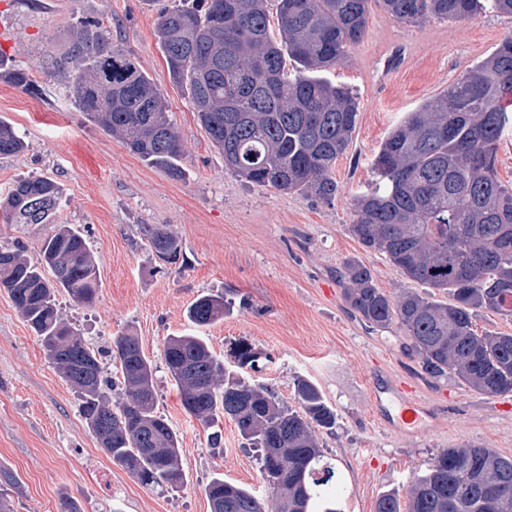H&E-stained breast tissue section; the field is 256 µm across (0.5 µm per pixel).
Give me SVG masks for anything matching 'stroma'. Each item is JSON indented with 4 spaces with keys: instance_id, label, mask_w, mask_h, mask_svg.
Segmentation results:
<instances>
[{
    "instance_id": "35a3bbf8",
    "label": "stroma",
    "mask_w": 512,
    "mask_h": 512,
    "mask_svg": "<svg viewBox=\"0 0 512 512\" xmlns=\"http://www.w3.org/2000/svg\"><path fill=\"white\" fill-rule=\"evenodd\" d=\"M167 0H0V49L32 66L39 94L0 79V119L24 139V152L0 158V195L29 175L63 188L55 224L83 232L100 275L93 306L66 292L64 319L92 350L118 336H138L156 368L157 409L180 439L186 482L169 493L140 485L99 448L70 385L49 359L5 291L0 290V463L21 479L15 512H61L78 500L82 512H210L205 494L216 476L268 498L256 451L244 448L235 423L223 440L182 407L162 358L168 337L192 332L186 312L200 294L221 293L235 306L202 328L214 355L235 371L239 343L270 355L245 377L271 386L298 408L295 382L314 383L336 413L316 436L346 488L344 512H375L378 498L407 497L415 474L436 452L466 443L512 457V394L489 396L460 380L437 379L397 325L373 326L348 306L340 272L354 260L390 296L424 293L380 252L352 234V198L369 189L372 160L405 113L438 98L466 70L512 36V17L491 13L423 25L393 21L371 0L367 28L344 62L324 76L350 87L359 115L350 145L336 162L338 192L324 202L260 188L227 169L186 92L169 80L155 27ZM112 27V40L157 81L186 149L182 177L151 166L77 112L66 93L65 52L78 19ZM55 224L0 221V249L21 244L38 261ZM166 225L181 239L183 262L152 254L143 225ZM411 382L431 407L419 428L396 429L378 410V390Z\"/></svg>"
}]
</instances>
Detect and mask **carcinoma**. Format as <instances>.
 <instances>
[{"label": "carcinoma", "instance_id": "cac0c4a2", "mask_svg": "<svg viewBox=\"0 0 512 512\" xmlns=\"http://www.w3.org/2000/svg\"><path fill=\"white\" fill-rule=\"evenodd\" d=\"M170 0L158 14L156 36L170 81L185 88L200 124L224 154V166L260 187L319 200L336 197L332 172L356 128L353 90L318 73L342 63L365 33L369 0ZM393 20L424 24L464 20L486 8L512 16V0H381ZM67 93L75 109L147 164L182 175L185 148L158 84L118 44L112 30L79 22L64 57ZM0 77L17 90L38 91L31 68L0 53ZM512 36L448 85L436 100L407 113L378 149L375 187L353 199L352 232L367 248L385 254L410 280L447 300L414 292L391 297L368 268L348 262L346 299L365 321L396 324L434 378L453 376L487 395L512 393V334L478 332L482 309L512 315V185L497 175V152L512 114ZM26 148L0 121V157ZM61 200L45 176L18 180L0 197L7 224H52ZM155 253L175 264L183 256L178 236L143 227ZM52 277H46V272ZM78 305L92 306L99 292L96 260L81 231L57 225L40 260L21 247L0 249V289L38 336L70 384L79 411L112 462L141 485L184 486L179 438L157 411L153 361L138 337L119 336L114 348L93 351L55 302L57 289ZM232 302L197 297L187 318L197 328L222 319ZM115 355L122 381L104 375L100 359ZM163 359L183 409L205 429L227 417L259 451L272 510L249 490L222 478L205 488L211 512H341L336 469L315 429L331 430L336 413L321 390L300 379V410L280 404L275 391L224 369L205 337L170 336ZM241 370L258 365L257 350L241 344ZM122 397L112 401V391ZM19 478L0 465V512H14L4 487ZM375 512H512V458L493 448L465 444L437 451L414 480L407 503L396 491L378 499Z\"/></svg>", "mask_w": 512, "mask_h": 512}]
</instances>
